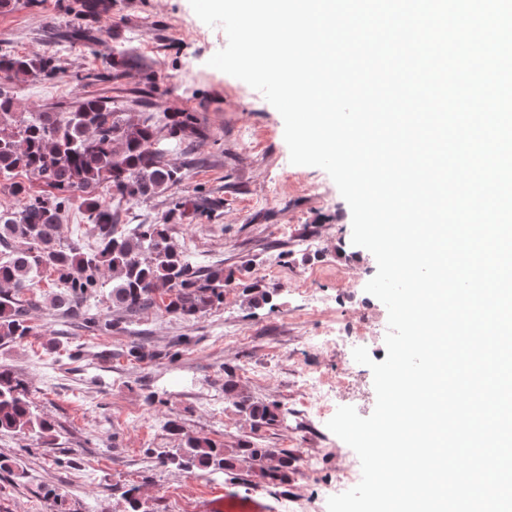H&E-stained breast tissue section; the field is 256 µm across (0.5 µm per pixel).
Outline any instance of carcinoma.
Returning a JSON list of instances; mask_svg holds the SVG:
<instances>
[{
	"mask_svg": "<svg viewBox=\"0 0 512 512\" xmlns=\"http://www.w3.org/2000/svg\"><path fill=\"white\" fill-rule=\"evenodd\" d=\"M111 7V0H79L78 14L96 19ZM55 69L50 55H0V78L23 81L50 76ZM15 108L14 98L0 92V180L9 182L20 203L18 210L0 213V342L38 335L28 316L32 299L24 295L46 272L61 284L60 291L49 296L50 304L76 310L87 327L96 323L90 301L107 276L112 277V309L125 318L157 307L191 320L224 303L229 281L224 269H194L173 240L171 225L118 223L121 205L163 194L182 180L180 169L157 148L160 129L153 117L136 120L97 97L84 98L73 112L26 116ZM164 120L171 139L197 133L188 112H170ZM24 173L53 193L33 194L19 179ZM101 189L112 196V203L99 194ZM74 198L93 226L95 245L88 251L62 242L60 212ZM270 297L272 292L259 285L246 289V300L254 308L267 304ZM224 397L255 428L285 417L278 405L245 392L230 370L225 371ZM53 430L50 421L35 413L26 380L12 366L0 363V432L48 438ZM169 431L180 437L179 448L147 451L160 466L222 474L248 459L265 477L286 475L288 456L278 448L245 441L229 450L207 437L183 434L175 421ZM45 497L51 512H67L66 492L50 488ZM121 498L124 512H148L137 488L124 490Z\"/></svg>",
	"mask_w": 512,
	"mask_h": 512,
	"instance_id": "obj_1",
	"label": "carcinoma"
}]
</instances>
